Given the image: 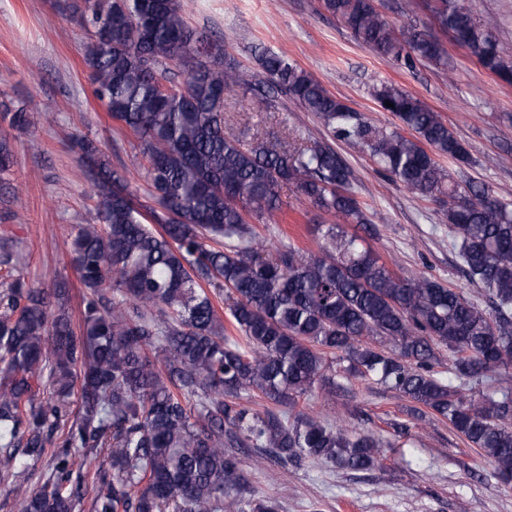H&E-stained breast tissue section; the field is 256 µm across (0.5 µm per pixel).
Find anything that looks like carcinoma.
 Returning <instances> with one entry per match:
<instances>
[{
	"label": "carcinoma",
	"mask_w": 512,
	"mask_h": 512,
	"mask_svg": "<svg viewBox=\"0 0 512 512\" xmlns=\"http://www.w3.org/2000/svg\"><path fill=\"white\" fill-rule=\"evenodd\" d=\"M323 7L380 56L409 67L445 63L437 37L395 31L374 0ZM72 13L90 33L95 94L138 139L134 160L146 161L152 191L139 196L94 140L76 139L98 197L70 241L85 288L78 327L66 282L0 284V481L20 488L46 461L19 512H75L84 496L80 452L98 448L112 471L99 474L89 512H280L277 499L249 490L239 451L354 471L381 465L374 437L298 408L338 377L378 381L416 414L448 422L512 481V388L503 386L512 370V207L439 165L441 155L469 160L439 113L383 82L373 97L400 121L391 129L285 56L258 57L267 81L333 140L444 208L460 269L484 290L488 310L423 273L398 275L344 224L317 227V253L283 242L268 250L288 185L345 224L372 223L343 157L295 131L288 142L236 134L228 113L260 84L188 24L183 0H84ZM432 14L440 31L512 84L496 24L475 19L462 0H435ZM198 42L209 49L204 59ZM177 69L185 73L178 83ZM44 116L27 103L4 106L0 182L13 164L11 132Z\"/></svg>",
	"instance_id": "carcinoma-1"
}]
</instances>
